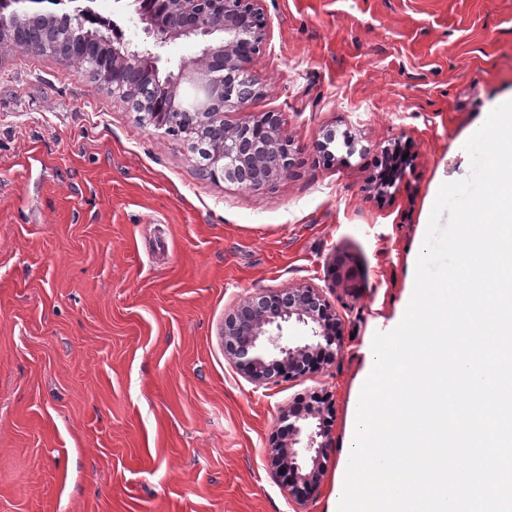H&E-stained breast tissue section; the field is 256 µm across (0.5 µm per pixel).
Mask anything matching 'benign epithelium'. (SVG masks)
Listing matches in <instances>:
<instances>
[{
	"label": "benign epithelium",
	"instance_id": "1",
	"mask_svg": "<svg viewBox=\"0 0 512 512\" xmlns=\"http://www.w3.org/2000/svg\"><path fill=\"white\" fill-rule=\"evenodd\" d=\"M261 0H172L171 14L144 13L140 20L161 47L181 37L206 39L201 55L184 64L186 78L203 91L208 111L200 113L201 124L217 132L222 149L202 147L194 131L174 124L169 134L190 142L191 147L212 157L224 181L245 189H260L284 177L293 166L288 134L275 112L255 122L229 124L224 114L243 112L257 95L253 87L240 85L247 65L265 38ZM28 40L44 44V24L27 21ZM18 22L0 16V48L12 45ZM60 53L80 46L73 27H59L51 36ZM158 54L149 48L128 52L112 48V55L96 62L97 71L112 75V96L135 111L151 101L153 91L125 83L140 68L157 69ZM182 78H168L159 87L173 115L182 108L179 93ZM341 320L335 317L322 289L299 285L278 292L252 293L224 317L225 355L236 369L257 386H267L301 377L319 366L333 363L341 349ZM328 407L310 401L303 409H288L280 416L278 432L284 443L271 448L288 498L303 506L324 477L323 461L332 448L327 430Z\"/></svg>",
	"mask_w": 512,
	"mask_h": 512
}]
</instances>
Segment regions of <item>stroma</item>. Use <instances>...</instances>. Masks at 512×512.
<instances>
[{"label":"stroma","instance_id":"35a3bbf8","mask_svg":"<svg viewBox=\"0 0 512 512\" xmlns=\"http://www.w3.org/2000/svg\"><path fill=\"white\" fill-rule=\"evenodd\" d=\"M90 7L153 45L124 0ZM261 7L260 93L225 116L284 123L295 164L260 190L199 173L186 142L89 75L0 52V512H295L269 440L314 393L332 448L304 510L337 512L365 351L405 312L438 190L470 173L466 141L512 100V0ZM397 141L406 178L376 196ZM301 284L323 288L342 347L255 386L224 355V316Z\"/></svg>","mask_w":512,"mask_h":512}]
</instances>
